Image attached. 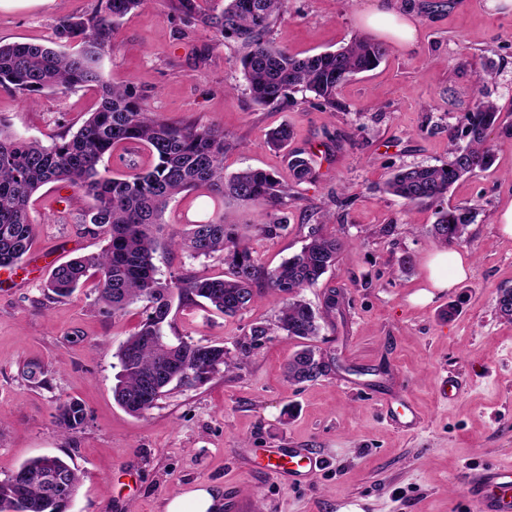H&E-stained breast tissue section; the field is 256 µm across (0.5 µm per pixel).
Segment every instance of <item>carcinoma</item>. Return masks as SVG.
Segmentation results:
<instances>
[{
	"instance_id": "carcinoma-1",
	"label": "carcinoma",
	"mask_w": 512,
	"mask_h": 512,
	"mask_svg": "<svg viewBox=\"0 0 512 512\" xmlns=\"http://www.w3.org/2000/svg\"><path fill=\"white\" fill-rule=\"evenodd\" d=\"M151 0H100L91 16L70 15L55 24L58 42H78L81 49L66 53L35 43H0V85L36 96L47 90L65 93L80 87L97 89L98 107L67 139L48 145L23 140L0 123V268L17 266L29 251L34 225L29 216L32 197L45 185L71 188L91 201L84 214L87 232L106 236L97 254L74 257L56 266L44 283L53 300L67 298L92 283L97 302L112 315H121L135 302L144 305L139 329L120 345V372L113 388L115 401L128 413L152 409L170 385L162 374L172 361L185 368L180 382L193 386L210 379L219 367L234 365L220 345H201L181 337L171 341L166 330L173 296L193 304L208 303L224 315L248 308L261 291L283 297L274 324L254 325L236 342L240 358H248L268 339L281 332L290 338L311 340L319 335L321 315L303 299L301 291L315 285L350 248L343 238L316 227L302 250L268 269L258 260L244 229L246 224L204 221L192 224L184 235L173 234L168 245L192 256L224 254V275L214 278L157 277L153 256L158 248L154 228L164 223L169 201L195 188L206 189L218 204L231 199L266 210L268 221L257 228L265 238L279 236L287 218L282 207L290 197L274 173L246 168L224 174V156L239 142L224 130L187 123L173 125L151 112L132 83H114L101 70L103 56L111 48L112 27L130 12ZM171 9L183 20L200 24L215 37L238 39L248 48L242 58L247 90L258 105L279 102L291 91L313 94L329 109H336L338 88L356 74L376 68L384 48L366 39H354L334 52L293 55L267 39L275 21L288 11V0H224V7L205 11L199 0H172ZM498 120V108L477 99L462 116L465 144L451 140L448 163L441 166L403 168L386 180V191L411 204H437L450 187L465 175L487 170L492 154L486 146L487 131ZM291 130L284 124L274 129L268 143L285 149ZM127 144L146 148L155 164L146 171L99 170V164ZM288 165L298 183L316 178L311 158L302 150L287 152ZM430 234L440 244L465 241L475 211L470 207H442L436 212ZM163 339L165 352L153 338ZM328 367L309 345L293 353L285 368L290 383L311 382L326 375ZM86 419L83 402L76 398L57 406L60 428L74 431ZM29 479L22 490L10 479L0 480V512H66L47 497L42 458L25 462Z\"/></svg>"
}]
</instances>
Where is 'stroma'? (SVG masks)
<instances>
[{
	"label": "stroma",
	"mask_w": 512,
	"mask_h": 512,
	"mask_svg": "<svg viewBox=\"0 0 512 512\" xmlns=\"http://www.w3.org/2000/svg\"><path fill=\"white\" fill-rule=\"evenodd\" d=\"M373 2L290 0L268 37L302 55L370 40L361 16ZM409 2L417 40H383L380 65L343 84L333 111L301 93L254 103L240 65L246 47L174 17L170 0H151L120 20L102 61L106 77L132 81L168 122L215 126L241 141L225 156L226 173L271 170L288 187L287 229L252 239L262 265L299 253L320 223L350 242L302 293L317 311L329 291L343 297L313 340L333 363L317 381L289 383L284 369L299 342L274 336L208 382L170 385L154 408L128 414L113 398L116 354L142 306L112 316L89 287L47 297L52 269L99 251L104 240L82 224L87 198L73 191L60 203L55 186H45L30 203L31 248L12 283L0 286V479L32 458L62 457L81 475L69 512H164L167 500L202 485L221 490L223 512H472L467 472L512 467V322L497 307L502 289L512 288V237L497 222L512 202V13L489 11L486 0ZM98 5L36 0L0 9V42L54 45L59 18L94 14ZM484 70L493 78L481 87L475 75ZM482 96L500 112L488 135L493 164L459 180L446 198L476 210L457 248L471 259L470 272L452 288L433 289L435 208L406 205L384 182L402 166L446 162L460 116ZM97 99L96 90L77 88L30 101L0 86V122L48 144L76 132ZM284 123L292 148L312 159L314 181L296 183L285 151L269 145V132ZM208 219L255 226L266 212L211 206L200 188L169 202L163 232ZM154 264L164 280L225 270L222 255L162 248ZM451 304L457 313L448 318ZM280 306L268 293L234 316L177 303L171 316L176 334L230 349L251 325L274 322ZM30 362L44 366L46 384L25 376ZM446 379L459 386L448 400L439 394ZM71 397L84 403L86 420L67 433L54 414ZM259 448L300 449L317 467L301 479L281 476L256 465Z\"/></svg>",
	"instance_id": "1"
}]
</instances>
